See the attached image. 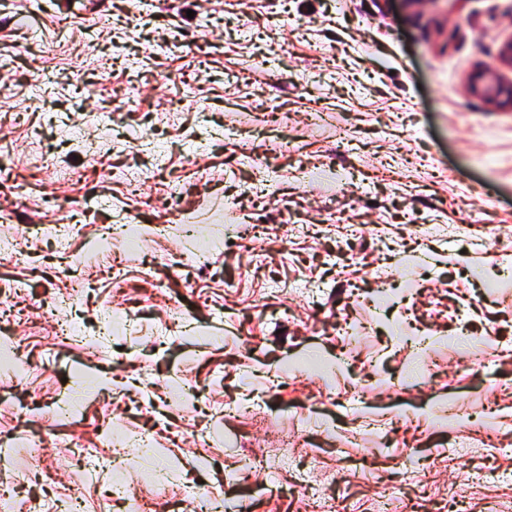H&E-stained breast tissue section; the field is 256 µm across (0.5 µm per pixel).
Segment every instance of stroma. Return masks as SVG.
I'll use <instances>...</instances> for the list:
<instances>
[{"label": "stroma", "instance_id": "stroma-1", "mask_svg": "<svg viewBox=\"0 0 512 512\" xmlns=\"http://www.w3.org/2000/svg\"><path fill=\"white\" fill-rule=\"evenodd\" d=\"M510 39L512 0H0V165L23 189H0L16 246L0 288L25 285L0 296V351L30 367L0 373V491L27 466L14 438L90 441L116 422L151 439L123 479L157 512L186 482L271 474L281 493L241 512H306V489L332 482L357 512L398 491L438 510L451 486L465 512H512V109L468 88ZM44 161L75 180L49 182ZM128 223L138 252L101 249ZM45 224L72 226L68 246ZM59 302L84 346L56 336ZM340 320L362 328L356 350ZM90 371L111 402L82 390ZM58 398L75 417L47 423ZM353 431L350 455L377 463L340 477ZM111 484L68 466L16 502L55 512L79 487L100 512Z\"/></svg>", "mask_w": 512, "mask_h": 512}]
</instances>
